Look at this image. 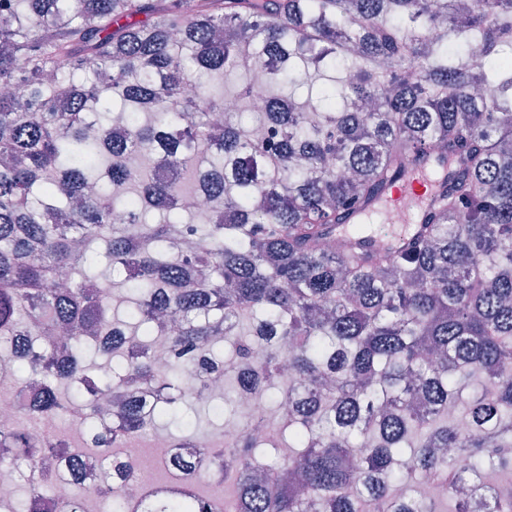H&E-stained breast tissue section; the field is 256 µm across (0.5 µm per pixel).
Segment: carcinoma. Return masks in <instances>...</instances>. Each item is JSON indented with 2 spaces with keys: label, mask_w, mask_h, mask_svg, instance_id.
Masks as SVG:
<instances>
[{
  "label": "carcinoma",
  "mask_w": 512,
  "mask_h": 512,
  "mask_svg": "<svg viewBox=\"0 0 512 512\" xmlns=\"http://www.w3.org/2000/svg\"><path fill=\"white\" fill-rule=\"evenodd\" d=\"M264 68L276 112L253 106ZM331 71L348 78L313 105L272 91ZM231 73L227 111L197 78ZM0 85V383L23 372L31 419L80 406L92 494L112 489L106 444L219 378L231 413L250 391L279 417L173 439L179 467L198 453L229 483L224 512H435L424 479L454 512H512L487 480L512 470V0H0ZM116 121L107 150L89 130ZM445 160L416 234L376 247L395 234L358 214ZM203 178L218 196L194 210ZM69 448L0 426L25 485L0 512H88L47 467ZM142 512L211 498L165 486Z\"/></svg>",
  "instance_id": "cac0c4a2"
}]
</instances>
